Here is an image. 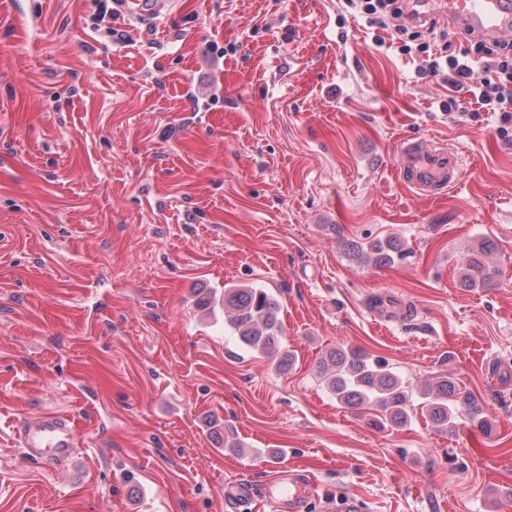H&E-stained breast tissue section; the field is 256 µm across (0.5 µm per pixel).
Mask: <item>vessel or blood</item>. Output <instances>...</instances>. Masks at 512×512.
Masks as SVG:
<instances>
[{"instance_id": "vessel-or-blood-1", "label": "vessel or blood", "mask_w": 512, "mask_h": 512, "mask_svg": "<svg viewBox=\"0 0 512 512\" xmlns=\"http://www.w3.org/2000/svg\"><path fill=\"white\" fill-rule=\"evenodd\" d=\"M447 16L460 29L488 37L512 35V0H411L410 21L425 20L431 12ZM455 155L428 149L423 141L403 142L399 177L411 189L436 195L458 177ZM15 437L24 453L45 465L66 467L77 458L79 436L69 415L46 410L18 420ZM314 496L308 475L295 466L270 463L262 484L242 481L224 489V512H255L266 503L272 512H307Z\"/></svg>"}]
</instances>
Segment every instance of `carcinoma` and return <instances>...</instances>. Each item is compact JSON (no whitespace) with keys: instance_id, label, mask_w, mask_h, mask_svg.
I'll list each match as a JSON object with an SVG mask.
<instances>
[{"instance_id":"carcinoma-1","label":"carcinoma","mask_w":512,"mask_h":512,"mask_svg":"<svg viewBox=\"0 0 512 512\" xmlns=\"http://www.w3.org/2000/svg\"><path fill=\"white\" fill-rule=\"evenodd\" d=\"M355 258L375 259L379 265H389L405 257L402 245L393 239H375L364 246L347 244ZM494 250V242L485 239L463 258L459 267V285L477 288L491 284L498 275L485 257ZM224 310L230 312L227 327L243 346L269 353L278 349L283 333L277 301L261 288L224 289ZM317 373L336 401L356 410L376 412L373 425L397 429L410 420L414 392L410 385L394 374L380 359H371L358 348L336 347L319 361ZM421 412L435 428L452 430L460 421L489 434L491 426L483 407L467 392L461 390L454 378L442 375L432 387L421 392Z\"/></svg>"}]
</instances>
